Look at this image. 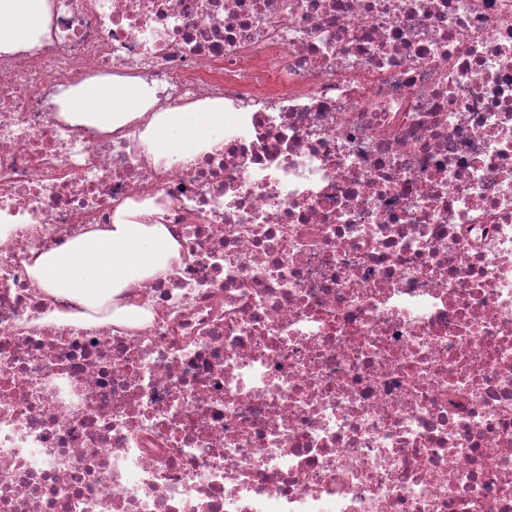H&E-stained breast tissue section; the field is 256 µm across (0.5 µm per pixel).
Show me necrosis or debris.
Wrapping results in <instances>:
<instances>
[{
	"label": "necrosis or debris",
	"mask_w": 512,
	"mask_h": 512,
	"mask_svg": "<svg viewBox=\"0 0 512 512\" xmlns=\"http://www.w3.org/2000/svg\"><path fill=\"white\" fill-rule=\"evenodd\" d=\"M49 8L0 52V512H512V0ZM126 78L222 145L62 112ZM143 204L149 320L39 288ZM223 133V102L161 112L149 121L145 131L151 151L164 158H182L210 148Z\"/></svg>",
	"instance_id": "4bbe7bcc"
}]
</instances>
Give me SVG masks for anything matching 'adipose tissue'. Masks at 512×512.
I'll use <instances>...</instances> for the list:
<instances>
[{
    "instance_id": "ef3b65f1",
    "label": "adipose tissue",
    "mask_w": 512,
    "mask_h": 512,
    "mask_svg": "<svg viewBox=\"0 0 512 512\" xmlns=\"http://www.w3.org/2000/svg\"><path fill=\"white\" fill-rule=\"evenodd\" d=\"M48 22L47 0H0V51L37 43ZM148 98L147 88L135 79L84 82L67 92L61 107L78 122L113 131L140 117ZM223 133L220 102L159 113L145 131L152 152L164 158L195 154L218 143ZM137 215L135 209L119 208L112 224L42 254L30 269L40 288L98 312L122 289L167 273L176 242L164 225L140 223Z\"/></svg>"
}]
</instances>
